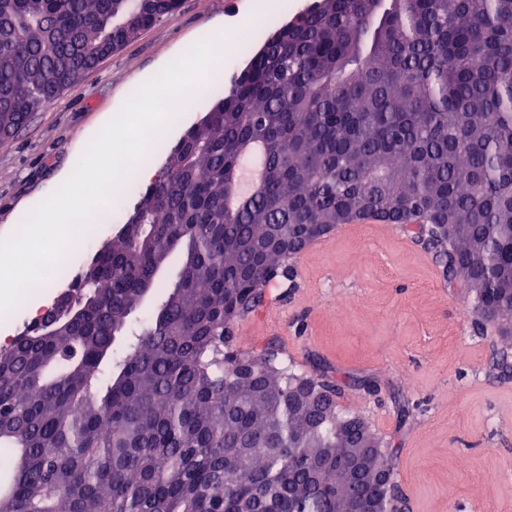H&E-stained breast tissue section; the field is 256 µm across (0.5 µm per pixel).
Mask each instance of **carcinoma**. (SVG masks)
I'll use <instances>...</instances> for the list:
<instances>
[{
  "label": "carcinoma",
  "instance_id": "carcinoma-1",
  "mask_svg": "<svg viewBox=\"0 0 512 512\" xmlns=\"http://www.w3.org/2000/svg\"><path fill=\"white\" fill-rule=\"evenodd\" d=\"M181 0H0V139ZM381 215L448 242L489 323L512 294V0H315L165 155L65 311L0 346V512H344L382 497L359 416L298 397L225 310L286 244ZM181 267L122 354L160 284Z\"/></svg>",
  "mask_w": 512,
  "mask_h": 512
}]
</instances>
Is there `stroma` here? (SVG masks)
<instances>
[{
  "label": "stroma",
  "instance_id": "obj_1",
  "mask_svg": "<svg viewBox=\"0 0 512 512\" xmlns=\"http://www.w3.org/2000/svg\"><path fill=\"white\" fill-rule=\"evenodd\" d=\"M312 0H182L90 77L85 89L34 113L0 140V238L60 184L62 174L146 80L195 40L217 32L239 42L207 85L231 81L272 27ZM130 208L113 203L72 255L91 256ZM293 284L267 291L242 318L233 345H269L298 374L327 376L343 409L382 437L398 486V512H512L511 339L483 330L463 289L433 252L396 224L339 226L294 260Z\"/></svg>",
  "mask_w": 512,
  "mask_h": 512
}]
</instances>
